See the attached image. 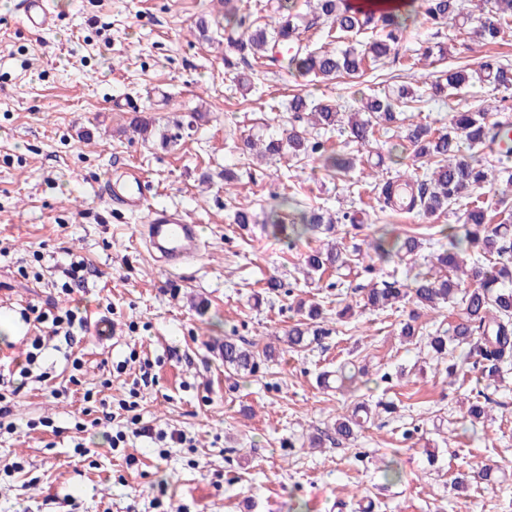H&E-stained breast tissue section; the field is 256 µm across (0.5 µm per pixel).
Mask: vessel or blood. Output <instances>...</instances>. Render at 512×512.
Listing matches in <instances>:
<instances>
[{
	"mask_svg": "<svg viewBox=\"0 0 512 512\" xmlns=\"http://www.w3.org/2000/svg\"><path fill=\"white\" fill-rule=\"evenodd\" d=\"M19 11L23 24L33 33L48 30L55 23L50 0H20ZM99 193L129 212H146L139 234L156 261L174 267L199 255L202 241L198 225L186 223L179 211L149 208L145 179L138 169L129 167L108 174Z\"/></svg>",
	"mask_w": 512,
	"mask_h": 512,
	"instance_id": "1",
	"label": "vessel or blood"
}]
</instances>
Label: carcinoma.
<instances>
[{
	"instance_id": "1",
	"label": "carcinoma",
	"mask_w": 512,
	"mask_h": 512,
	"mask_svg": "<svg viewBox=\"0 0 512 512\" xmlns=\"http://www.w3.org/2000/svg\"><path fill=\"white\" fill-rule=\"evenodd\" d=\"M240 0H224V42L241 59L254 63H274L286 58L293 76L336 78L363 76L375 71L388 58L399 59V47L404 33L415 18L421 16L435 28L466 24L474 20L471 37L486 43H497L512 35V0H484L485 7L474 18L466 11V0H314L312 9L304 13L296 9L294 0H279L278 17L273 24L244 26L238 16ZM327 24L325 38L343 43L350 37L367 35L357 45L336 50H304L299 43L319 23ZM475 83H488L494 90L512 88V68L496 59H486L467 72L448 71L446 77L431 85L435 92L459 95ZM360 96L361 106L342 122L345 111L333 102H315L295 95L288 102L293 120L303 113L310 115L311 125L323 133L338 131L350 142L366 147L375 140L379 129H387L399 121L398 109L409 107L414 93L401 86L397 90L366 95L361 89L352 92ZM489 109L474 107L458 109L448 118V129L434 130L421 122L404 126L401 147L410 151L413 162L424 169L423 177L413 182L415 196L412 208L418 214L434 216L454 212L463 224L459 234L450 225L439 233L448 239V248L437 257L439 266L448 274L433 278L418 273L411 284L397 280L382 288H371L365 295V305L374 311L409 301L416 307L436 308L441 304L461 307L460 320L445 334L426 337L427 344L440 358L451 357L448 376L455 374L456 353L476 358L482 377L499 376L502 364L512 357V217L492 223V205L480 191L485 188L505 199L512 192V171L496 165L485 149L493 134L488 120ZM132 132L147 141L154 135L153 123L137 116L130 122ZM264 156L288 158L300 162L318 157L320 168L330 177L341 179L351 172L357 158L341 155L326 146V142L307 137L306 130L294 127L265 140L248 142ZM398 181L388 179L373 186L375 201L381 210L394 209ZM294 198L284 193L271 210L267 235L273 239H299L310 232L333 233L338 217L330 211L311 206L300 213L290 211ZM422 239L406 235L395 236L383 230L367 248L377 260L387 262L393 257H415L422 250ZM351 254L343 245H332L308 256V273L324 272L328 268L341 270L351 266ZM475 281L470 289H461L458 275ZM323 310L310 307L307 321L288 328L281 339L288 348L297 351L309 346L308 337L320 338L327 330L320 325ZM277 348L269 344L261 351L251 345L224 337L218 356L224 369L236 375H255L261 364L272 359ZM365 420L359 409L336 419V438L351 440Z\"/></svg>"
}]
</instances>
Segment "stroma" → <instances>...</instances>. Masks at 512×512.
I'll list each match as a JSON object with an SVG mask.
<instances>
[{"label": "stroma", "mask_w": 512, "mask_h": 512, "mask_svg": "<svg viewBox=\"0 0 512 512\" xmlns=\"http://www.w3.org/2000/svg\"><path fill=\"white\" fill-rule=\"evenodd\" d=\"M52 3L54 27L34 34L13 0H0V370L25 361L37 312L79 305L105 316L110 333L82 335L77 372L55 341H45L13 401L19 428L0 432V512H512V361L487 388V417L465 431L474 375L449 381L425 343L400 335L409 314L428 334L446 330L457 310L364 305L367 290L384 282L439 274L438 230L454 216L383 212L361 170L337 180L310 160L260 161L245 151L247 138L290 128V95L347 106V84L291 76L281 61L239 86L246 68L227 67L223 32L205 40L196 28L201 18L222 20V0ZM422 46L435 52L416 71L431 78L489 56L512 63V41L483 45L420 19L400 51ZM493 96L483 84L460 98L429 93L406 117L442 130L466 103L489 107L494 121ZM197 110L204 119L195 127ZM137 115L154 119L158 135L180 128L181 140L142 141L129 128ZM398 133L379 132L362 149L337 134L328 144L382 162L392 178L413 171L411 158L380 157ZM127 165L150 182L151 206L181 210L201 225L205 246L195 260L160 266L139 235L145 213L116 211L100 197V182ZM228 169L237 175L230 188ZM285 190L301 206L357 214L356 225L340 227L345 246L364 248L385 226L423 233L425 248L414 260L375 263L370 274L358 261L307 275L306 258L327 234L291 246L264 231ZM240 209L251 224L234 223ZM74 259L88 271L68 292L63 270ZM273 278L283 288L269 291ZM315 303L328 336L299 352L280 349L256 375L225 372L215 352L225 337L264 346ZM344 303L352 313L341 320ZM142 359L155 382L136 388ZM347 361L366 368L367 385L347 392L319 385L320 373ZM72 374L67 394L54 395ZM89 389L115 403L135 399L112 427L133 421L140 434L113 451L100 430L77 431ZM379 400L396 413H379L357 439L334 444L339 415ZM161 432L182 440L158 441ZM314 436L322 447H310ZM390 459L402 474L396 484L380 472ZM479 461L493 467V482L470 480ZM15 462L21 472H11Z\"/></svg>", "instance_id": "obj_1"}]
</instances>
